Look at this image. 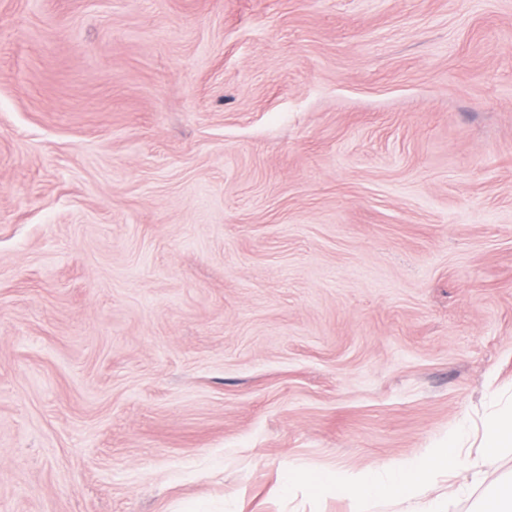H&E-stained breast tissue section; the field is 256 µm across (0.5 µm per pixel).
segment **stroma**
Here are the masks:
<instances>
[{
    "label": "stroma",
    "instance_id": "stroma-1",
    "mask_svg": "<svg viewBox=\"0 0 512 512\" xmlns=\"http://www.w3.org/2000/svg\"><path fill=\"white\" fill-rule=\"evenodd\" d=\"M512 393V0H0V512H351Z\"/></svg>",
    "mask_w": 512,
    "mask_h": 512
}]
</instances>
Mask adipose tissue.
I'll return each mask as SVG.
<instances>
[{
  "label": "adipose tissue",
  "instance_id": "adipose-tissue-1",
  "mask_svg": "<svg viewBox=\"0 0 512 512\" xmlns=\"http://www.w3.org/2000/svg\"><path fill=\"white\" fill-rule=\"evenodd\" d=\"M461 438V433L450 434L442 445L410 462L391 463L359 474L333 468L308 479L291 477L288 486H306L315 496L333 489L357 504L398 494L414 500L412 512H439L437 497L429 493V478L448 474L456 480L455 494L468 495L471 486L479 481L482 468L512 447V406L486 421L475 453L464 452Z\"/></svg>",
  "mask_w": 512,
  "mask_h": 512
}]
</instances>
